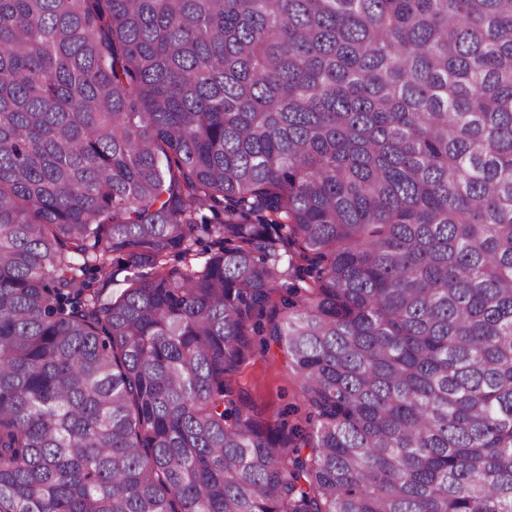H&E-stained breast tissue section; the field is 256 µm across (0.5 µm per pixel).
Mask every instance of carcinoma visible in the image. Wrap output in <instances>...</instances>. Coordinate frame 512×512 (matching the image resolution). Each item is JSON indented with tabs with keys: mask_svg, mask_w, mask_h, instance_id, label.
Listing matches in <instances>:
<instances>
[{
	"mask_svg": "<svg viewBox=\"0 0 512 512\" xmlns=\"http://www.w3.org/2000/svg\"><path fill=\"white\" fill-rule=\"evenodd\" d=\"M0 512H512V0H0ZM265 339L267 336H254L255 353L232 376V386L248 392L265 414L282 415L288 426L299 424L308 429L299 377L275 345L266 349Z\"/></svg>",
	"mask_w": 512,
	"mask_h": 512,
	"instance_id": "1",
	"label": "carcinoma"
}]
</instances>
